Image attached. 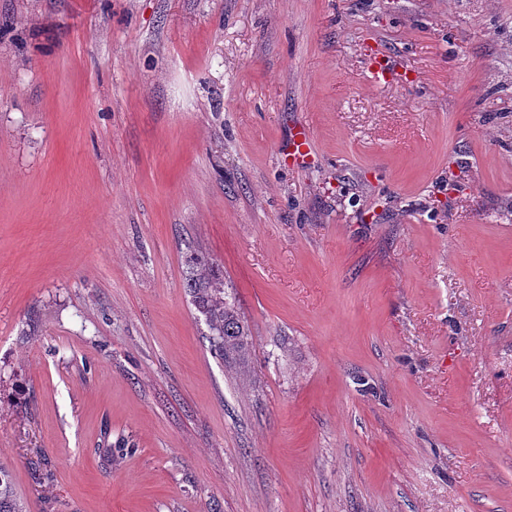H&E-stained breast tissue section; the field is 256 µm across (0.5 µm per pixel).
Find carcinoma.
<instances>
[{"label":"carcinoma","instance_id":"obj_1","mask_svg":"<svg viewBox=\"0 0 512 512\" xmlns=\"http://www.w3.org/2000/svg\"><path fill=\"white\" fill-rule=\"evenodd\" d=\"M186 290L208 330L212 353L225 363H244L253 348L252 336L239 311L236 296L224 286L219 264L194 253L185 271ZM0 512H23L12 471L0 464Z\"/></svg>","mask_w":512,"mask_h":512}]
</instances>
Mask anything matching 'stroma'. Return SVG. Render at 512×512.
Instances as JSON below:
<instances>
[{
	"instance_id": "1",
	"label": "stroma",
	"mask_w": 512,
	"mask_h": 512,
	"mask_svg": "<svg viewBox=\"0 0 512 512\" xmlns=\"http://www.w3.org/2000/svg\"><path fill=\"white\" fill-rule=\"evenodd\" d=\"M0 462L27 512H512V0H0ZM186 290L208 330L212 353L225 363H244L253 348L252 336L239 311L236 296L224 286L219 264L196 252L185 271Z\"/></svg>"
}]
</instances>
